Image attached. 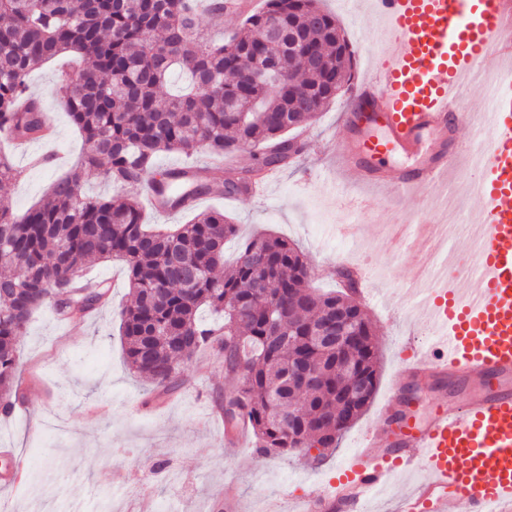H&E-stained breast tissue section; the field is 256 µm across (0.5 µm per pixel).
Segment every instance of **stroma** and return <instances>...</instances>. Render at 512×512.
Segmentation results:
<instances>
[{"instance_id": "obj_1", "label": "stroma", "mask_w": 512, "mask_h": 512, "mask_svg": "<svg viewBox=\"0 0 512 512\" xmlns=\"http://www.w3.org/2000/svg\"><path fill=\"white\" fill-rule=\"evenodd\" d=\"M333 13L352 45L356 78H363L378 61L385 28L369 0H321ZM58 58L35 70L30 92L49 116L55 138L32 143L35 153L52 152L47 166H30L26 155L0 141L22 175L0 188V209L20 215L45 203L50 185L64 174L82 151V138L61 104ZM348 104L341 95L315 123L303 129L309 143L295 162L282 168L265 198L249 195L202 197L198 210H221L239 228L225 245L234 259L243 239L269 231L298 245L314 273L316 287L337 289L330 269L365 258L374 265L369 282L376 293L364 303L375 329L379 377L373 401L330 450L323 462L304 453L258 457L252 439L234 444L224 434L217 411L228 386L220 359L199 354L185 370V383L159 402H149L151 385L129 369L120 335L119 311L127 300L128 278L117 261H93L87 278L108 282V302L72 324L49 308L34 313L17 340L22 386V410L0 419V448L16 449L29 463L22 486L0 478V512H214L227 496L235 512H301L299 500L309 486L335 480L358 448L365 430L389 392L406 358L428 341L427 330L409 335L410 325L424 318L410 292L420 246L410 227L393 229L391 217L425 218L429 204L423 195L397 203L362 224L354 238L338 236L336 227L347 213L331 193L338 164L331 147L338 119ZM424 471L395 474L365 501V512H398L406 489Z\"/></svg>"}]
</instances>
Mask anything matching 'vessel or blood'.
<instances>
[{"label":"vessel or blood","instance_id":"b4317fda","mask_svg":"<svg viewBox=\"0 0 512 512\" xmlns=\"http://www.w3.org/2000/svg\"><path fill=\"white\" fill-rule=\"evenodd\" d=\"M372 9L387 39L349 99L336 142L339 163L375 189L354 202L357 214L389 209L393 193L437 191L473 153L461 130L476 126L488 139L470 188L478 206L466 239L471 265L453 281L430 263L415 266L434 340L404 369L467 395L416 422L397 417L399 396L391 394L336 483L304 496V512H361L398 468L429 474L399 512H512V0H372ZM491 57L506 66L499 86L482 88L490 111H462L464 84ZM392 155L416 162L381 167Z\"/></svg>","mask_w":512,"mask_h":512}]
</instances>
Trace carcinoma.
I'll return each mask as SVG.
<instances>
[{"mask_svg": "<svg viewBox=\"0 0 512 512\" xmlns=\"http://www.w3.org/2000/svg\"><path fill=\"white\" fill-rule=\"evenodd\" d=\"M203 7L224 11L221 0H0V137L44 138L48 115L27 94V78L62 55L81 60L61 80L64 108L83 137L80 162L53 183L46 203L20 217L0 212V409L8 414L19 397L16 341L33 314L48 305L60 318L86 315L109 287L83 291L76 279L93 260H116L130 288L120 311L127 363L151 381L154 397L181 387L192 357L215 346L236 381L224 394L225 430L246 422L262 457L314 447L322 459L377 388L378 347L361 307L343 387L336 351L313 336L336 306L352 307L354 283L319 292L302 252L270 234L246 240L228 264L224 243L237 225L224 212L153 227L137 189L149 176L159 204L179 210L217 187L230 196L251 191L261 172L293 163L302 146L292 133L352 89L354 51L320 0H264L221 44L200 35ZM176 68L193 89L157 102ZM245 146L254 166L230 167L216 185L197 171L157 169L162 152L222 160ZM93 174L127 190L125 198L82 193ZM20 176L0 152V184ZM204 308L224 323H203ZM301 362L316 382L294 393L288 381ZM355 380L369 387L367 398H349Z\"/></svg>", "mask_w": 512, "mask_h": 512, "instance_id": "obj_1", "label": "carcinoma"}]
</instances>
